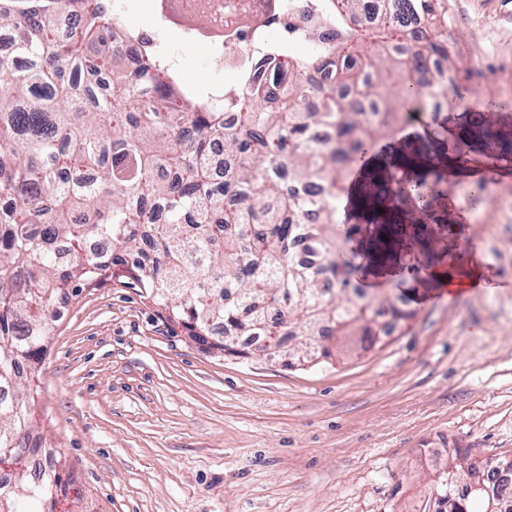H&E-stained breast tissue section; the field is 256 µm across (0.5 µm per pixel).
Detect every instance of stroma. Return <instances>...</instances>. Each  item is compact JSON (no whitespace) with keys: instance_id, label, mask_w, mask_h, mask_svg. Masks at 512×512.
I'll list each match as a JSON object with an SVG mask.
<instances>
[{"instance_id":"stroma-1","label":"stroma","mask_w":512,"mask_h":512,"mask_svg":"<svg viewBox=\"0 0 512 512\" xmlns=\"http://www.w3.org/2000/svg\"><path fill=\"white\" fill-rule=\"evenodd\" d=\"M448 50L470 95L447 92L377 154L442 164L473 113L512 105V0H448ZM475 166L449 178L435 223L404 228L453 255L400 284L413 318L329 365L211 352L117 281L72 299L35 410L86 512H437L449 449L512 456V163ZM436 271L482 285L452 295Z\"/></svg>"}]
</instances>
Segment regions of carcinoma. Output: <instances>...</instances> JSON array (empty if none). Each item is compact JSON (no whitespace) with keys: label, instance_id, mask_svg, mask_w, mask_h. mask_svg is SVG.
I'll use <instances>...</instances> for the list:
<instances>
[{"label":"carcinoma","instance_id":"cac0c4a2","mask_svg":"<svg viewBox=\"0 0 512 512\" xmlns=\"http://www.w3.org/2000/svg\"><path fill=\"white\" fill-rule=\"evenodd\" d=\"M363 4L324 0L312 56H286L226 101L207 84L186 86L161 55L115 49L126 35L99 0H0V27L27 60L0 56V455L46 447L26 390L56 330L50 306L60 295L115 279L194 339L224 324V339L211 343L222 353L238 336H263L274 349L282 336L301 345L319 336L317 356L330 359L377 339L379 311L412 316L390 295L351 296L355 267L339 264L347 237L313 183L329 181L340 196L374 144L406 121L404 104L445 83L444 71L429 83L417 74L437 57L456 66L448 0H381V15L359 28ZM62 11L77 18L64 32L55 22ZM328 57L337 82L372 99L370 110L353 94L309 85ZM217 147L228 158L219 177L208 167ZM483 151L511 154L512 139L477 112L441 167L411 150L380 166L381 181L358 193L366 225L387 239L398 213L423 223L448 174ZM93 239L101 252H87ZM460 458L448 453L438 512H488L491 497L498 512H512V479L491 468L484 490L472 491ZM56 506L49 480L20 472L0 490V512Z\"/></svg>","mask_w":512,"mask_h":512}]
</instances>
